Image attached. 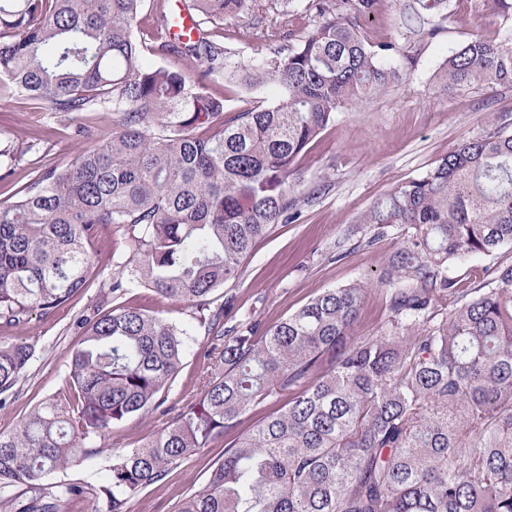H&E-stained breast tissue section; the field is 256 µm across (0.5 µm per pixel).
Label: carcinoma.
<instances>
[{"instance_id": "cac0c4a2", "label": "carcinoma", "mask_w": 512, "mask_h": 512, "mask_svg": "<svg viewBox=\"0 0 512 512\" xmlns=\"http://www.w3.org/2000/svg\"><path fill=\"white\" fill-rule=\"evenodd\" d=\"M144 0H0V81L58 112L110 108L112 139L71 164L35 170L0 207V325L23 326L68 305L98 274L90 244L113 228L124 240L117 279L65 385L11 431H0V512H61L106 497L108 512L242 417L280 406L224 448L179 512H512V260L451 266L512 250V133L462 142L425 174L378 199L361 223L369 243L407 228L380 277L388 318L378 336L351 332L365 284L329 289L263 334L244 317L224 330L210 295L238 273L273 224L296 218L298 159L336 114L398 76L392 41L370 43L361 22L379 0H304L319 24L270 58L234 70L205 24L254 0H186L198 18L186 42L160 37L143 61L136 32ZM277 100L225 115L205 80ZM446 87L512 85V44L475 37L436 74ZM214 125L213 134L195 130ZM199 313L212 333L199 396L142 447L111 449L109 485L54 482L106 451L131 419L171 413L166 388L188 347L184 330L115 302L124 282ZM35 349L0 339V408Z\"/></svg>"}]
</instances>
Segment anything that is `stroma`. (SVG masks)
<instances>
[{"label": "stroma", "instance_id": "obj_1", "mask_svg": "<svg viewBox=\"0 0 512 512\" xmlns=\"http://www.w3.org/2000/svg\"><path fill=\"white\" fill-rule=\"evenodd\" d=\"M412 0H381L363 25L368 41H396L400 52L389 63L399 77L385 91L338 114L298 162L303 175L293 223L272 225L243 260L239 272L212 296L224 310L225 325L249 316L268 329L329 288L364 282L368 290L354 327L358 336L377 335L388 311L377 285L390 255L405 233L394 229L370 243L361 216L380 197L419 177L463 141L493 133L499 115L512 118V86L486 85L446 89L434 74L461 45L480 35L512 41V9L494 8L492 0H448L443 15H426L412 30L403 15ZM315 17L296 0H256L252 12L225 17L216 30L226 54V69L272 56L289 37L312 30ZM117 115L110 110L55 111L48 101L17 94L0 83V144L34 145L15 167L0 163V204L9 203L37 169L61 168L82 149L110 138ZM114 265L103 268L83 297L52 314L33 311L23 328L0 327V336L34 346L36 358L17 392L0 409V431H7L47 397L58 392L68 372L70 353L81 341L76 317L89 313L99 299L101 282L111 280ZM125 305L186 329L191 341L173 380L169 404L193 401L210 366L211 340L192 309L152 289L128 286ZM229 437L185 460L164 481L151 485L127 504V512H178L190 491L201 487Z\"/></svg>", "mask_w": 512, "mask_h": 512}]
</instances>
